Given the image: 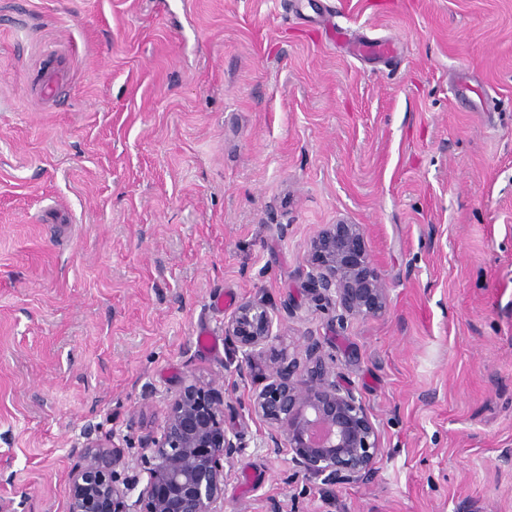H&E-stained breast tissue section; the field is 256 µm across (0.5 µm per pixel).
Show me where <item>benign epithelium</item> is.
Returning a JSON list of instances; mask_svg holds the SVG:
<instances>
[{"label":"benign epithelium","mask_w":512,"mask_h":512,"mask_svg":"<svg viewBox=\"0 0 512 512\" xmlns=\"http://www.w3.org/2000/svg\"><path fill=\"white\" fill-rule=\"evenodd\" d=\"M306 273L317 295L334 304L338 320L386 310L389 288L369 257L361 224H328L311 241ZM282 316L262 301L241 303L224 320V335L241 352L237 375L269 356L265 384L251 395V416L265 431L260 447L270 457L291 456L309 477L359 482L370 478L382 448L362 399L336 379L319 339L310 336L304 357L275 350ZM224 381L194 374L164 399L157 431L142 438L149 454L130 480L117 447L90 442L75 450L69 474L68 512H224V486L244 448L238 432L224 426Z\"/></svg>","instance_id":"obj_1"}]
</instances>
